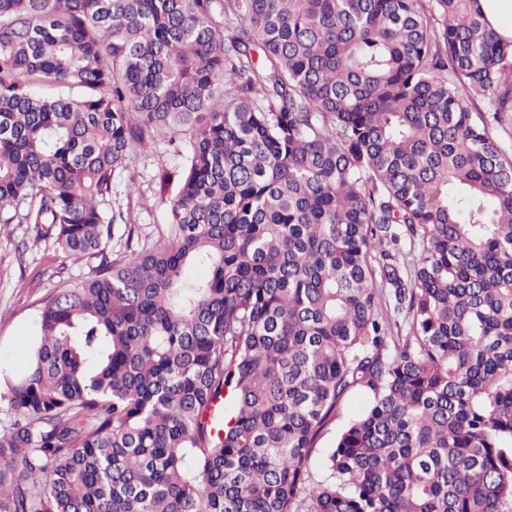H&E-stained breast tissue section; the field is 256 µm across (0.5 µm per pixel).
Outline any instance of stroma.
<instances>
[{"label":"stroma","instance_id":"1","mask_svg":"<svg viewBox=\"0 0 512 512\" xmlns=\"http://www.w3.org/2000/svg\"><path fill=\"white\" fill-rule=\"evenodd\" d=\"M180 161L173 148L161 140L150 152L137 155L130 168L115 175L112 203L125 207L135 233L125 237V225H115L106 246L109 258L122 259L129 249H149L167 237L168 204L154 197L152 187L159 167L173 168ZM131 182L141 191L132 199L126 196ZM95 266L92 260L72 263L53 240L36 239L27 225L0 228V367L12 374L22 369L26 346L38 334L39 307L56 289L91 277Z\"/></svg>","mask_w":512,"mask_h":512}]
</instances>
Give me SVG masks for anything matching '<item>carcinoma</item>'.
<instances>
[{
    "mask_svg": "<svg viewBox=\"0 0 512 512\" xmlns=\"http://www.w3.org/2000/svg\"><path fill=\"white\" fill-rule=\"evenodd\" d=\"M496 129L479 0H0V224L98 260L4 378L0 512H512ZM158 138L188 140L170 235L114 262L113 177ZM362 405V399L359 397L352 398L347 404L344 406V413L341 418L337 419L336 422L333 423L329 433L322 439L319 444V451L315 453L312 457V461L310 463V476L313 480H321L324 475L323 469V448H330L332 446V442L338 430L343 425L346 417L349 415H354L359 412Z\"/></svg>",
    "mask_w": 512,
    "mask_h": 512,
    "instance_id": "obj_1",
    "label": "carcinoma"
}]
</instances>
